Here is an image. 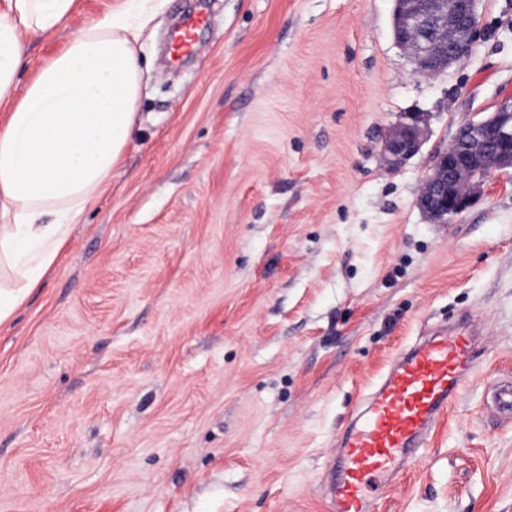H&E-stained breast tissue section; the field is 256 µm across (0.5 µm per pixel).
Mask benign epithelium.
Listing matches in <instances>:
<instances>
[{"mask_svg":"<svg viewBox=\"0 0 512 512\" xmlns=\"http://www.w3.org/2000/svg\"><path fill=\"white\" fill-rule=\"evenodd\" d=\"M480 0H395L400 22L395 42L411 50L424 74L438 73L468 56L475 44ZM423 115L408 112L385 143L397 162L420 147ZM493 168L512 169V95L501 98L491 115L463 126L439 154L417 205L440 224L470 205V188Z\"/></svg>","mask_w":512,"mask_h":512,"instance_id":"1","label":"benign epithelium"}]
</instances>
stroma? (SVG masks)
I'll list each match as a JSON object with an SVG mask.
<instances>
[{"label":"stroma","mask_w":512,"mask_h":512,"mask_svg":"<svg viewBox=\"0 0 512 512\" xmlns=\"http://www.w3.org/2000/svg\"><path fill=\"white\" fill-rule=\"evenodd\" d=\"M163 0L139 132L54 268L0 325V512H328L337 437L393 360L478 315L483 364L377 512H512V170L431 223L459 128L512 93V0L422 75L394 0H208L192 57ZM117 0L28 42L24 79ZM416 154L385 151L405 113Z\"/></svg>","instance_id":"1"}]
</instances>
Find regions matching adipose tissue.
Masks as SVG:
<instances>
[{"label":"adipose tissue","instance_id":"obj_1","mask_svg":"<svg viewBox=\"0 0 512 512\" xmlns=\"http://www.w3.org/2000/svg\"><path fill=\"white\" fill-rule=\"evenodd\" d=\"M76 5L0 0V324L41 285L136 128L147 0L89 20L19 83L26 38L56 33Z\"/></svg>","mask_w":512,"mask_h":512}]
</instances>
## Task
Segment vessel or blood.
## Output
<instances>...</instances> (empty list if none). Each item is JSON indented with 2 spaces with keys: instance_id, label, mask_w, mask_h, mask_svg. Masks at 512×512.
<instances>
[{
  "instance_id": "obj_1",
  "label": "vessel or blood",
  "mask_w": 512,
  "mask_h": 512,
  "mask_svg": "<svg viewBox=\"0 0 512 512\" xmlns=\"http://www.w3.org/2000/svg\"><path fill=\"white\" fill-rule=\"evenodd\" d=\"M206 22L201 11L181 20L170 38L172 59L191 52ZM482 362L476 330L468 322L423 337L404 351L338 440L340 452L329 461L326 479L331 512H375L378 491L390 487L402 462L424 448L429 432Z\"/></svg>"
}]
</instances>
